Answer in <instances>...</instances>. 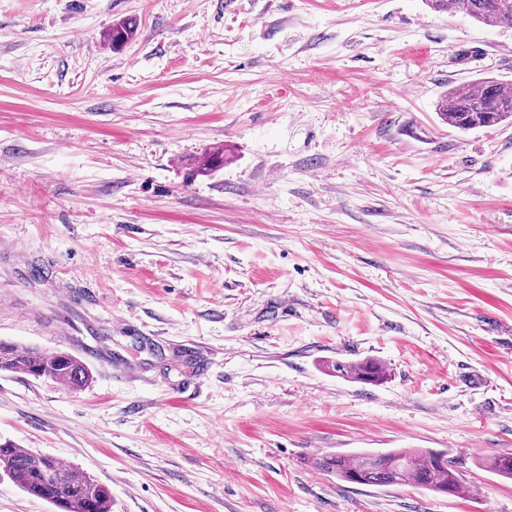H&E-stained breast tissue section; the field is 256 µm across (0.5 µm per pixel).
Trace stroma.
<instances>
[{
  "label": "stroma",
  "mask_w": 512,
  "mask_h": 512,
  "mask_svg": "<svg viewBox=\"0 0 512 512\" xmlns=\"http://www.w3.org/2000/svg\"><path fill=\"white\" fill-rule=\"evenodd\" d=\"M484 77L512 28L426 0H0V340L93 377L1 372L0 442L112 512H512V125L435 110ZM394 448L465 492L315 465ZM336 376L345 377L354 382L378 385L388 379L386 368L378 361L367 359L355 362L336 360L333 365Z\"/></svg>",
  "instance_id": "stroma-1"
}]
</instances>
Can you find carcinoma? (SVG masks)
I'll return each mask as SVG.
<instances>
[{
  "instance_id": "obj_1",
  "label": "carcinoma",
  "mask_w": 512,
  "mask_h": 512,
  "mask_svg": "<svg viewBox=\"0 0 512 512\" xmlns=\"http://www.w3.org/2000/svg\"><path fill=\"white\" fill-rule=\"evenodd\" d=\"M434 11L452 10L486 25L512 27V0H426ZM133 34L122 23L108 31L114 46L124 44ZM440 119L449 127L468 132L512 121V81L485 78L451 88L436 104ZM337 376L354 382L378 385L388 379L378 361H336ZM0 371L20 372L48 379L70 390L84 388L91 379L87 366L67 352L42 356L36 349L0 341ZM317 467L336 479L363 486H413L437 494L460 495L464 483L448 454L422 448H395L387 452L326 454L317 458ZM0 468L21 491L55 505L61 512H111L112 492L90 475L63 466L56 458L39 455L13 442L0 444ZM487 468L512 479V456H494ZM52 471L55 479H46Z\"/></svg>"
}]
</instances>
